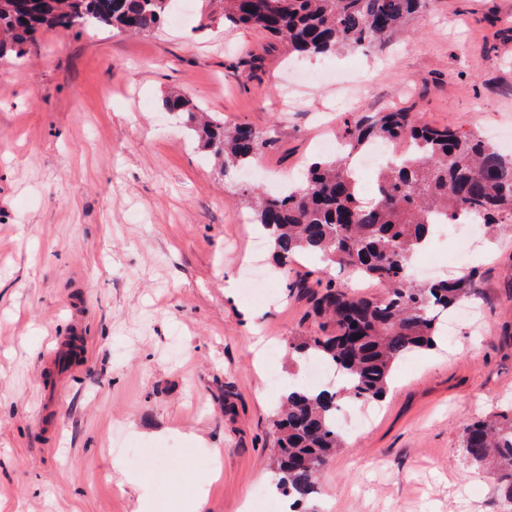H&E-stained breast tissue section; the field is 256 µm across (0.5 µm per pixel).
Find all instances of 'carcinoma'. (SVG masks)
<instances>
[{"instance_id": "cac0c4a2", "label": "carcinoma", "mask_w": 512, "mask_h": 512, "mask_svg": "<svg viewBox=\"0 0 512 512\" xmlns=\"http://www.w3.org/2000/svg\"><path fill=\"white\" fill-rule=\"evenodd\" d=\"M428 2L224 0V22L259 29L291 53L328 55L374 48ZM172 8L173 0H0V57L27 54L43 28L152 33ZM165 109L182 117L184 128L219 161L226 178L249 168L270 145L259 128L248 123L229 128L186 97L166 99ZM399 140L414 151L387 163L375 199L363 202L350 154ZM344 143L349 153L309 163L297 188L244 194L281 267L315 252L351 276L385 286L382 295L371 296L330 281L320 291L301 279L293 282L309 294L322 321L316 332L290 339L289 354L312 357L342 376L339 385L288 393L274 420L272 473L282 494L299 504L318 493L319 473L344 446L337 421L342 403L382 401L395 364L415 350L434 347L443 317L476 296L474 275L418 282L410 278L409 260L441 222L454 224L466 215L489 225L512 219V157L472 133L421 124L412 113L392 108L360 115L346 126ZM462 447L512 502V407L467 425Z\"/></svg>"}]
</instances>
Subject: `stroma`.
Masks as SVG:
<instances>
[{"label":"stroma","instance_id":"1","mask_svg":"<svg viewBox=\"0 0 512 512\" xmlns=\"http://www.w3.org/2000/svg\"><path fill=\"white\" fill-rule=\"evenodd\" d=\"M414 26L298 60L340 72L342 103L319 85L283 100L287 48L226 26L224 0L150 34L44 29L37 52L0 59V512H134L143 482L155 512H269L273 415L310 379L285 347L315 320L162 102L186 92L266 132L265 191L387 99L433 127H512V0H430ZM460 234L478 297L451 342L398 363L365 428L346 403L303 512H512L461 442L512 404V220L449 225L437 276Z\"/></svg>","mask_w":512,"mask_h":512}]
</instances>
